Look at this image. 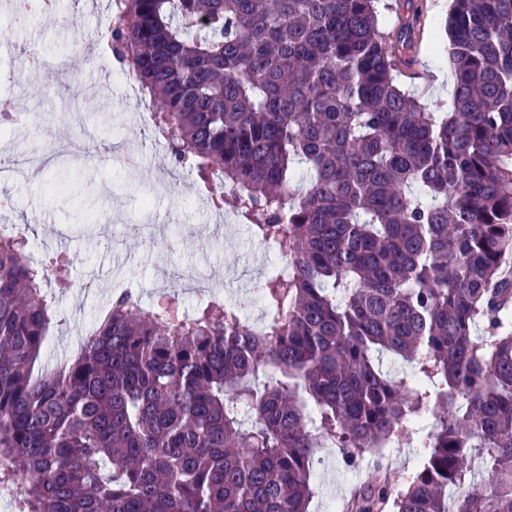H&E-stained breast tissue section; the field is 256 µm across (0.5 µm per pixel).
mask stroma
<instances>
[{"label": "stroma", "mask_w": 512, "mask_h": 512, "mask_svg": "<svg viewBox=\"0 0 512 512\" xmlns=\"http://www.w3.org/2000/svg\"><path fill=\"white\" fill-rule=\"evenodd\" d=\"M7 0H0V29L10 49L0 50V99L19 97L34 104L29 121L0 129V151L17 155L31 143L22 174L0 181L8 208L1 224L24 228L43 259L68 257V287L48 280L47 291L64 309L63 323L52 324L48 337L65 349L88 320L91 307L111 297L113 255H131L145 229H153L161 247L156 256L138 262L132 278L141 283L142 303L154 290L168 287L191 264H206L225 301L236 304L242 319H263L264 309L251 306L246 290L268 273L267 259H256L251 232L224 243L223 224L206 208V192L197 176L179 175L153 128L132 123L134 114L154 111L150 98L130 85L114 63H101L98 45L110 0H56V9L33 25L6 28ZM419 22L416 47L398 76L399 84L431 111L452 109L453 89L444 81L451 65L444 35L449 0H415ZM45 56L66 61L68 74L32 75L14 67L12 56L29 45ZM125 142L144 147L138 168L112 160L107 146ZM422 451L393 443L382 453L364 454L358 467L345 466L337 449H317L311 480L315 496L310 512H346L355 489L372 471H388L401 487L419 467Z\"/></svg>", "instance_id": "stroma-1"}]
</instances>
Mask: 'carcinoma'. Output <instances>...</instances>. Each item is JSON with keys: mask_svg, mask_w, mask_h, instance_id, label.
Returning <instances> with one entry per match:
<instances>
[{"mask_svg": "<svg viewBox=\"0 0 512 512\" xmlns=\"http://www.w3.org/2000/svg\"><path fill=\"white\" fill-rule=\"evenodd\" d=\"M115 3L107 43L156 99L170 162L217 208L228 189L288 272L256 284L261 330L176 290L116 294L44 374L62 316L26 237L0 234L17 512H308L314 449L351 463L398 438L420 466L355 512H512V0H451L450 112L397 85L419 17L388 32L381 0Z\"/></svg>", "mask_w": 512, "mask_h": 512, "instance_id": "obj_1", "label": "carcinoma"}]
</instances>
